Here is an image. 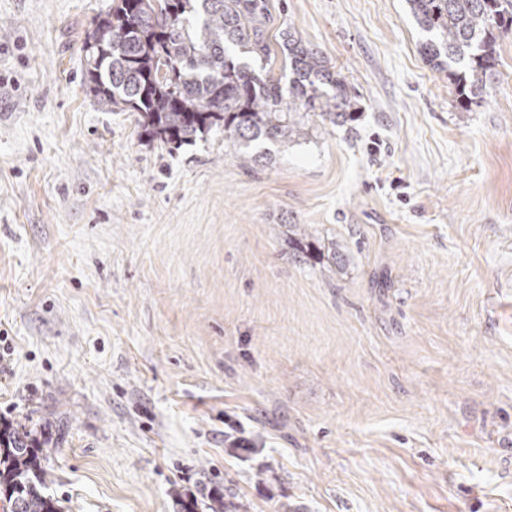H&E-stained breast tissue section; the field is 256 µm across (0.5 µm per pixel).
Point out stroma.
<instances>
[{
  "mask_svg": "<svg viewBox=\"0 0 512 512\" xmlns=\"http://www.w3.org/2000/svg\"><path fill=\"white\" fill-rule=\"evenodd\" d=\"M111 3L0 0V429L45 440L48 495L512 512V30L466 111L406 0H269L273 70L296 31L358 114L246 167L90 94ZM288 231L289 241L292 244V249L298 257L310 258L320 255L324 257V252H327V260L337 267H342L345 264V256L336 250V243L330 242L328 246L319 244V241L310 234L305 227L301 224L289 225ZM324 249V250H323Z\"/></svg>",
  "mask_w": 512,
  "mask_h": 512,
  "instance_id": "1",
  "label": "stroma"
}]
</instances>
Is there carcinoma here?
<instances>
[{
    "mask_svg": "<svg viewBox=\"0 0 512 512\" xmlns=\"http://www.w3.org/2000/svg\"><path fill=\"white\" fill-rule=\"evenodd\" d=\"M407 2L424 62L448 73L462 107L479 105L497 65V34L512 28V0ZM269 21L267 0H113L85 38L90 92L115 111L138 113L143 133L165 146L222 126L246 165L307 139L313 116L334 126L354 120L346 78L296 32H281L289 85L271 74ZM288 231L297 256L345 264L335 242L321 245L299 224ZM42 452L26 426L0 431V493L10 512H62L44 493Z\"/></svg>",
    "mask_w": 512,
    "mask_h": 512,
    "instance_id": "cac0c4a2",
    "label": "carcinoma"
}]
</instances>
